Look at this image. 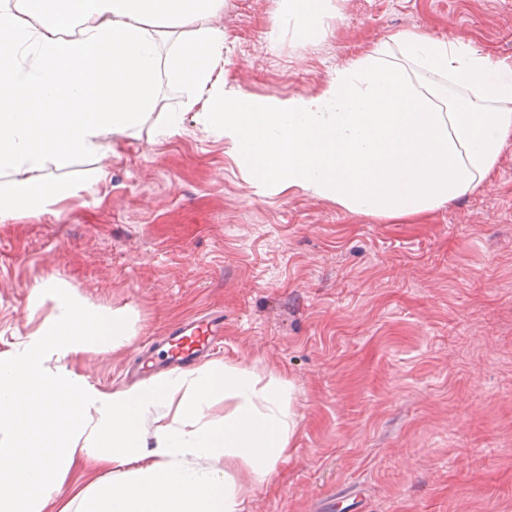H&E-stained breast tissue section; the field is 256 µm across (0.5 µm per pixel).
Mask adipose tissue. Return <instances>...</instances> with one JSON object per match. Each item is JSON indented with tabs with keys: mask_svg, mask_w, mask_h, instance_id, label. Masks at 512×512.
Here are the masks:
<instances>
[{
	"mask_svg": "<svg viewBox=\"0 0 512 512\" xmlns=\"http://www.w3.org/2000/svg\"><path fill=\"white\" fill-rule=\"evenodd\" d=\"M224 0H0V223L61 214L105 178L54 170L99 158L157 109L160 77L218 130L256 192L333 199L343 210L416 218L483 188L512 139V61L400 32L315 94L255 97L215 74ZM433 74L417 88L413 74ZM463 91L451 98L448 86ZM53 311L0 352V512H243L231 470L266 478L298 425L292 391L209 362L100 390L62 366L130 342V313L83 303L50 279ZM221 417L208 409L224 400ZM111 470L62 499L72 469Z\"/></svg>",
	"mask_w": 512,
	"mask_h": 512,
	"instance_id": "adipose-tissue-1",
	"label": "adipose tissue"
}]
</instances>
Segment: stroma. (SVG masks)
<instances>
[{
  "label": "stroma",
  "instance_id": "stroma-1",
  "mask_svg": "<svg viewBox=\"0 0 512 512\" xmlns=\"http://www.w3.org/2000/svg\"><path fill=\"white\" fill-rule=\"evenodd\" d=\"M280 0H224L217 65L251 95H311L333 70L415 30L512 60V0H322L311 40L273 27ZM169 81L108 173L44 215L0 224V351L52 312L55 278L134 316L130 345L63 364L96 387L179 323L218 310L217 361L295 386L289 459L245 512H512V141L488 188L417 219L349 214L301 192L255 193L219 132ZM183 130L156 136L165 113Z\"/></svg>",
  "mask_w": 512,
  "mask_h": 512
}]
</instances>
